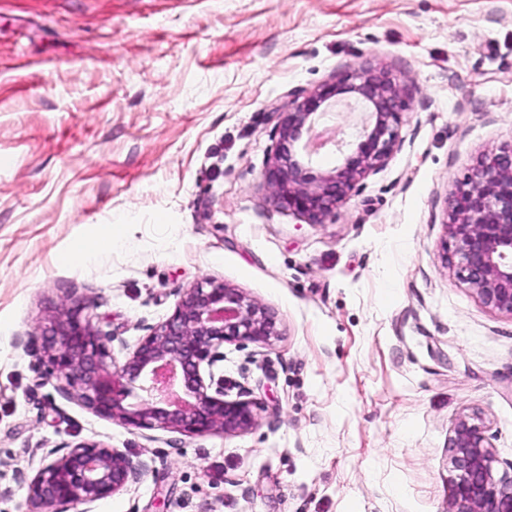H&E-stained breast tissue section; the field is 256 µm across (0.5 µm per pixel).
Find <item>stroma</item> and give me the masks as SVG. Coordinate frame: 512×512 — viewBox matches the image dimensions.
Listing matches in <instances>:
<instances>
[{"label": "stroma", "mask_w": 512, "mask_h": 512, "mask_svg": "<svg viewBox=\"0 0 512 512\" xmlns=\"http://www.w3.org/2000/svg\"><path fill=\"white\" fill-rule=\"evenodd\" d=\"M368 64L401 145L307 223L265 183L273 109ZM510 140L512 0H0V512L80 442L149 464L89 512H448L472 413L512 477V316L442 259L447 194ZM207 278L279 322L214 369L252 429L128 428L37 366L66 296L132 346Z\"/></svg>", "instance_id": "obj_1"}]
</instances>
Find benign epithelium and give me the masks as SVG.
<instances>
[{
    "instance_id": "obj_1",
    "label": "benign epithelium",
    "mask_w": 512,
    "mask_h": 512,
    "mask_svg": "<svg viewBox=\"0 0 512 512\" xmlns=\"http://www.w3.org/2000/svg\"><path fill=\"white\" fill-rule=\"evenodd\" d=\"M345 96L370 113L346 151L341 140L312 135L316 116ZM406 110L395 80L371 67L345 71L310 92H290L288 105L277 112L278 145L265 172L273 202L311 224L324 223L397 151ZM329 143L344 152L342 162L314 176L308 172L311 154ZM445 215L452 241L445 264L486 307L512 315V141L477 160L447 195ZM83 310L81 300L65 299L41 335V361L60 380L61 394L136 429L203 436L255 425L259 404L243 392L227 398L213 368L224 360L226 344L269 345L281 336L270 308L222 282L197 283L182 292L165 321L144 327L119 365L112 358L116 337L102 333ZM449 451L456 471L450 512H512V486L494 477L492 444L479 417L457 420ZM147 471L146 462L102 443L68 446L29 481V512H70L122 491Z\"/></svg>"
}]
</instances>
